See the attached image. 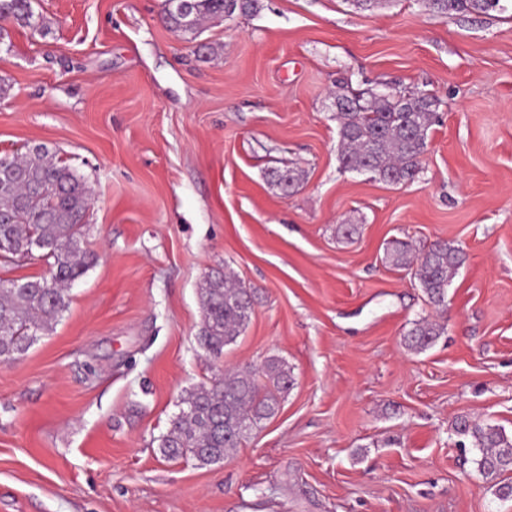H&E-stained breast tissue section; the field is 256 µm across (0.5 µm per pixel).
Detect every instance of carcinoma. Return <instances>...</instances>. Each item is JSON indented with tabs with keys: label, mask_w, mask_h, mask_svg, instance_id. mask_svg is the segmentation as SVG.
<instances>
[{
	"label": "carcinoma",
	"mask_w": 512,
	"mask_h": 512,
	"mask_svg": "<svg viewBox=\"0 0 512 512\" xmlns=\"http://www.w3.org/2000/svg\"><path fill=\"white\" fill-rule=\"evenodd\" d=\"M509 0H426L435 14L450 12H505ZM259 0H189L185 13L164 10V19L174 28L195 32L212 18L255 14ZM0 16L16 20L32 31L41 28L31 0H0ZM336 121L339 125V161L346 170H360L398 185L415 180L422 171L428 130L439 101L427 93L413 96L397 92L377 96L367 89L336 84ZM8 178L0 173V264L18 258H33L35 252L52 260L50 278L31 276L0 279V363L26 353L42 333L53 328L67 307L69 286L93 263L85 247L84 219L91 189L83 176L41 147L22 155H9ZM271 184L282 194L292 192L300 180L294 169L270 171ZM384 260L395 268H415V276L436 307L448 303V283L464 262L461 251L446 242L433 244L422 255L412 246L393 241ZM203 320L200 345L214 358L236 341L248 325L255 297L248 289L216 272L207 276L200 291ZM444 328L422 320L404 336L405 347L421 352L432 347ZM262 375L236 372L225 376L223 385H201L182 398L180 413L161 438V452L168 457L191 455L202 465L224 461L236 452L254 426L277 411V394L292 385L284 364L269 359ZM461 447L478 451L477 470L493 483L494 493L512 498V483L500 480L512 473V433L466 416L452 424Z\"/></svg>",
	"instance_id": "cac0c4a2"
}]
</instances>
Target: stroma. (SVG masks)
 I'll use <instances>...</instances> for the list:
<instances>
[{"label":"stroma","mask_w":512,"mask_h":512,"mask_svg":"<svg viewBox=\"0 0 512 512\" xmlns=\"http://www.w3.org/2000/svg\"><path fill=\"white\" fill-rule=\"evenodd\" d=\"M32 6L42 32L0 30V156L43 145L85 178L96 259L0 364V512H512L451 438L512 431V14L261 0L192 34L163 0ZM340 78L439 99L413 182L342 169ZM395 240L462 249L446 307L385 264ZM218 271L256 300L216 359ZM422 319L444 332L409 351ZM272 357L293 384L232 457L163 456L186 392Z\"/></svg>","instance_id":"1"}]
</instances>
